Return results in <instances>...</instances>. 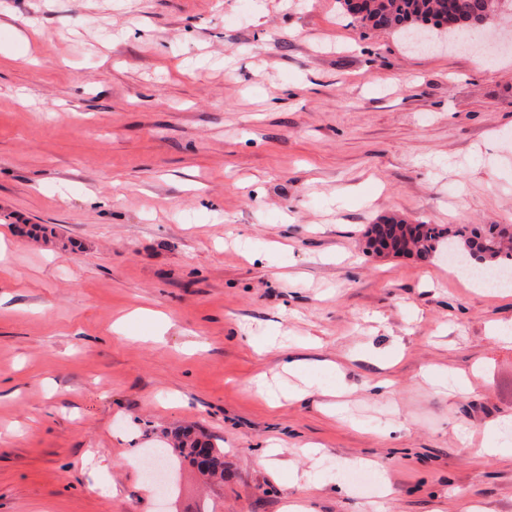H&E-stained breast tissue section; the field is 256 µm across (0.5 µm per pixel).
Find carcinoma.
Listing matches in <instances>:
<instances>
[{"label":"carcinoma","mask_w":512,"mask_h":512,"mask_svg":"<svg viewBox=\"0 0 512 512\" xmlns=\"http://www.w3.org/2000/svg\"><path fill=\"white\" fill-rule=\"evenodd\" d=\"M344 11L363 26L407 34L440 27L448 18L455 33L468 35L472 23H492L506 0H339ZM390 225L387 236L400 244L396 253L416 250L421 256H436L451 250L475 261L473 270L494 271L512 264V224H407L396 217L383 219ZM180 456L196 462L208 459L211 476H224V450L185 430L175 436Z\"/></svg>","instance_id":"obj_1"}]
</instances>
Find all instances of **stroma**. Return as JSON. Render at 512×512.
<instances>
[{"instance_id": "obj_1", "label": "stroma", "mask_w": 512, "mask_h": 512, "mask_svg": "<svg viewBox=\"0 0 512 512\" xmlns=\"http://www.w3.org/2000/svg\"><path fill=\"white\" fill-rule=\"evenodd\" d=\"M391 215L512 224V18L421 51L339 0H0V512H512V300L369 252ZM184 426L224 479L158 495Z\"/></svg>"}]
</instances>
